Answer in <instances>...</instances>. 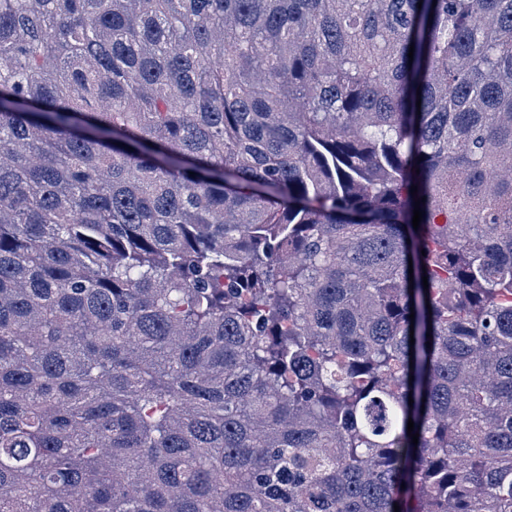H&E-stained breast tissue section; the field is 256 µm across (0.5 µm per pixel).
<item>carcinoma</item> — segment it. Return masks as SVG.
Returning <instances> with one entry per match:
<instances>
[{
    "label": "carcinoma",
    "mask_w": 512,
    "mask_h": 512,
    "mask_svg": "<svg viewBox=\"0 0 512 512\" xmlns=\"http://www.w3.org/2000/svg\"><path fill=\"white\" fill-rule=\"evenodd\" d=\"M396 505L512 512V0H0V512Z\"/></svg>",
    "instance_id": "obj_1"
}]
</instances>
